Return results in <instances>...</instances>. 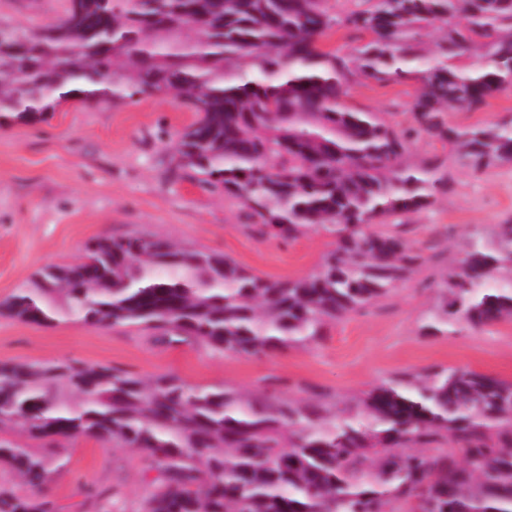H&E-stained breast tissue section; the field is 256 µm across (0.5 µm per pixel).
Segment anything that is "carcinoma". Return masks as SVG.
Masks as SVG:
<instances>
[{"label":"carcinoma","instance_id":"obj_1","mask_svg":"<svg viewBox=\"0 0 512 512\" xmlns=\"http://www.w3.org/2000/svg\"><path fill=\"white\" fill-rule=\"evenodd\" d=\"M36 25L0 19V126L65 102L172 97L196 120L176 168L242 200L261 233L321 228L317 272L263 279L162 236L98 238L0 301L53 326L138 327L240 357L307 347L395 293L428 258L403 217L457 173L512 165V119L456 126L512 89V0H60ZM359 34L348 53L324 46ZM435 28L438 38L427 41ZM359 78L411 81L406 125L346 104ZM421 138L448 153L409 159ZM429 281L424 336L512 323V220L459 236ZM110 441L155 473L133 512H512V380L432 366L357 397L308 399L191 385L69 360L0 361V512H54L40 496L64 466L8 434Z\"/></svg>","mask_w":512,"mask_h":512}]
</instances>
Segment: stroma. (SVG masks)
Here are the masks:
<instances>
[{"mask_svg":"<svg viewBox=\"0 0 512 512\" xmlns=\"http://www.w3.org/2000/svg\"><path fill=\"white\" fill-rule=\"evenodd\" d=\"M410 83H353L347 103L381 112L394 124L410 118ZM194 115L179 102L141 97L89 106L61 105L43 120L0 129V300L48 265L78 262L96 238L157 235L217 252L268 279L308 276L330 250L320 229L293 241L259 235L241 200L210 192L178 170L172 151ZM512 218V168L460 173L432 208L410 218L409 237L439 239L429 262L394 294L331 327L320 343L276 355L236 357L196 344H168L155 332L51 327L0 316V361L74 359L150 377L176 373L193 385L307 398L352 397L380 381L433 365L474 369L512 380V323L480 333L426 337L422 312L431 303L425 280L456 257L448 225L487 228ZM65 467L48 493L57 512H93L77 490L85 484L134 512L150 473L141 453L82 437L61 442Z\"/></svg>","mask_w":512,"mask_h":512,"instance_id":"obj_1","label":"stroma"}]
</instances>
